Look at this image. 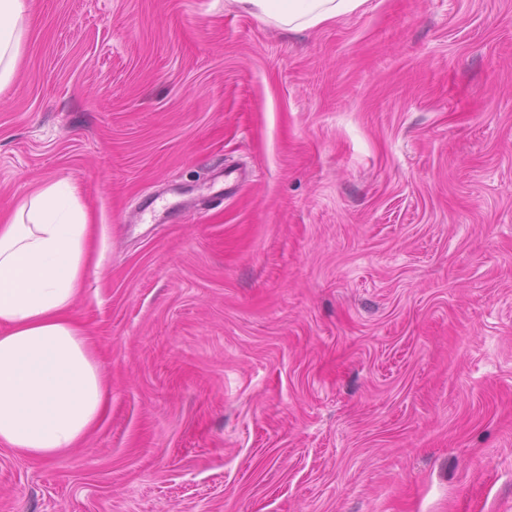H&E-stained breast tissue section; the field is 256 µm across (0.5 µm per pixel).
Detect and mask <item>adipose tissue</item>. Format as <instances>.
I'll return each instance as SVG.
<instances>
[{
	"instance_id": "ef3b65f1",
	"label": "adipose tissue",
	"mask_w": 512,
	"mask_h": 512,
	"mask_svg": "<svg viewBox=\"0 0 512 512\" xmlns=\"http://www.w3.org/2000/svg\"><path fill=\"white\" fill-rule=\"evenodd\" d=\"M291 30L354 12L363 0H242ZM24 0H0V86L25 38ZM92 226L75 186L26 194L0 223V444L46 460L78 447L110 391L90 336L69 315L91 261Z\"/></svg>"
}]
</instances>
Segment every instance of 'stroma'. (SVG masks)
Here are the masks:
<instances>
[{"label": "stroma", "mask_w": 512, "mask_h": 512, "mask_svg": "<svg viewBox=\"0 0 512 512\" xmlns=\"http://www.w3.org/2000/svg\"><path fill=\"white\" fill-rule=\"evenodd\" d=\"M25 2L0 217L76 186L111 399L0 512H512V0ZM259 18L291 30L315 28L354 12L364 0H240Z\"/></svg>", "instance_id": "stroma-1"}]
</instances>
